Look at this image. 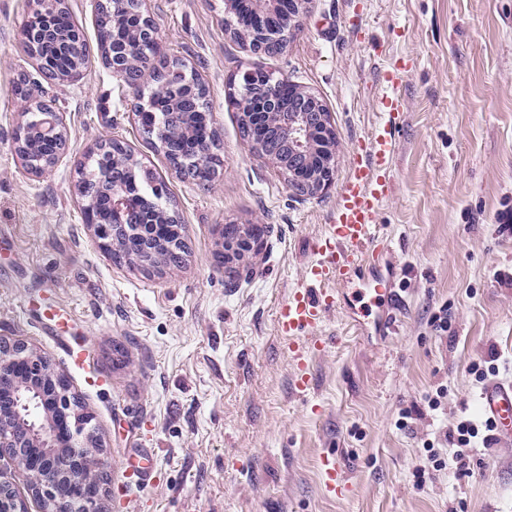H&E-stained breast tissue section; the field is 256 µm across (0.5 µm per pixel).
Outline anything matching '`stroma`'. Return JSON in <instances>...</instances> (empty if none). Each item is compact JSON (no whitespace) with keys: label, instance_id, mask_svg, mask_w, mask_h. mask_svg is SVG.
Returning a JSON list of instances; mask_svg holds the SVG:
<instances>
[{"label":"stroma","instance_id":"stroma-1","mask_svg":"<svg viewBox=\"0 0 512 512\" xmlns=\"http://www.w3.org/2000/svg\"><path fill=\"white\" fill-rule=\"evenodd\" d=\"M65 7L89 59L54 82L23 51L31 0H0V338L48 357L91 414L106 512H512V441L477 410L483 380L512 382V223L501 219L512 212V0H305L275 56L230 33L225 0H144L168 59L206 89L221 142L207 188L176 175L141 132L133 110L152 87L133 93L101 60L97 0ZM396 64L394 91L382 74ZM249 69L326 105L341 149L325 193H293L251 152L228 102L231 78ZM23 76L65 119L66 151L41 173L14 148ZM393 91L403 110L376 233L391 251L380 271L395 288L394 327L375 329L370 296L338 287L303 342L311 385L301 395L279 307L305 287L358 142ZM103 140L168 182L181 266L116 263L87 229L77 171ZM229 223L269 227L250 280L216 265L217 227ZM464 420L480 443L434 470L427 445L445 447ZM331 453L350 496L324 490ZM132 461L151 467V481L128 477Z\"/></svg>","mask_w":512,"mask_h":512}]
</instances>
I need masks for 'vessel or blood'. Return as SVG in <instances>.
Here are the masks:
<instances>
[{"instance_id":"1","label":"vessel or blood","mask_w":512,"mask_h":512,"mask_svg":"<svg viewBox=\"0 0 512 512\" xmlns=\"http://www.w3.org/2000/svg\"><path fill=\"white\" fill-rule=\"evenodd\" d=\"M384 107L382 123L360 146L328 232L315 245L317 258L306 270V287L296 289L280 308L278 328L281 335L287 336L288 347L294 353H301V338L319 326L333 303L328 283L344 286L358 282L383 304L393 301L389 284L374 275L373 270L385 250L375 228L379 207L391 191L393 129L402 101L392 95L385 98ZM477 406L479 413L499 429L502 438L512 437V384L488 382ZM321 469L326 491L336 497L344 496L348 486L341 462L333 456L325 457Z\"/></svg>"}]
</instances>
